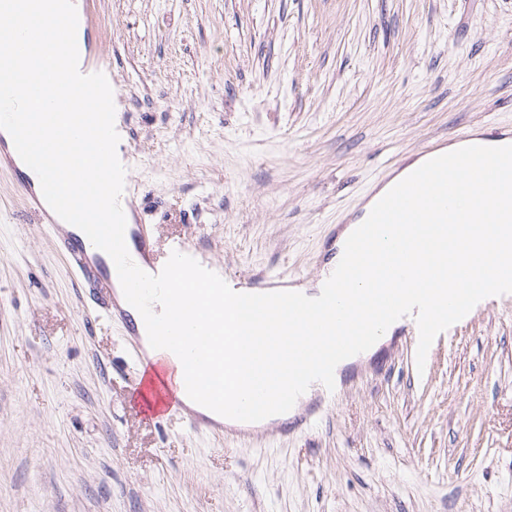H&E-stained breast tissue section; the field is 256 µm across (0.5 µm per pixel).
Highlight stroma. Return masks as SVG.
Wrapping results in <instances>:
<instances>
[{
    "instance_id": "35a3bbf8",
    "label": "stroma",
    "mask_w": 512,
    "mask_h": 512,
    "mask_svg": "<svg viewBox=\"0 0 512 512\" xmlns=\"http://www.w3.org/2000/svg\"><path fill=\"white\" fill-rule=\"evenodd\" d=\"M131 223L224 277L312 285L388 167L512 129V0H90ZM119 327L0 171V512H512V293L341 370L303 433L240 443L131 403Z\"/></svg>"
}]
</instances>
